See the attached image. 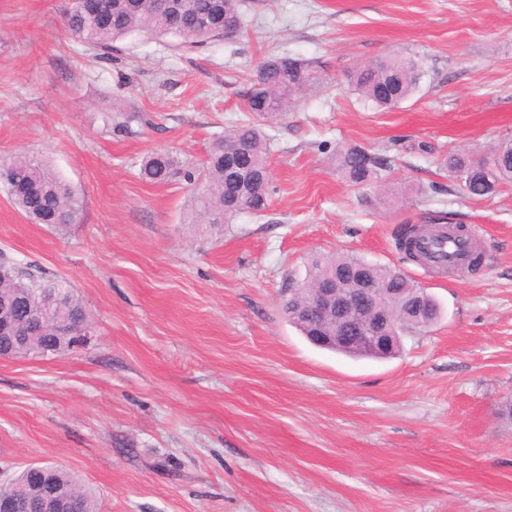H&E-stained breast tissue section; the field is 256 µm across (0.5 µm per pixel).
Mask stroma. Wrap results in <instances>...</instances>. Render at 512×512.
<instances>
[{"label":"stroma","mask_w":512,"mask_h":512,"mask_svg":"<svg viewBox=\"0 0 512 512\" xmlns=\"http://www.w3.org/2000/svg\"><path fill=\"white\" fill-rule=\"evenodd\" d=\"M69 6L0 0V159H43L84 194L60 231L0 186V252L67 281L90 326L65 353L0 359V471L57 463L100 512H512V185L473 197L438 164L512 139V0H242L234 36L138 32L102 60ZM391 54L422 59L420 91L364 106L354 72ZM273 55L322 86L272 131L270 205L196 224L192 185L140 165L201 167ZM349 145L389 159L395 197L372 207L346 181ZM442 212L476 236L479 272L397 249L399 226ZM316 254L401 270L438 320L388 359L315 347L281 293Z\"/></svg>","instance_id":"35a3bbf8"}]
</instances>
